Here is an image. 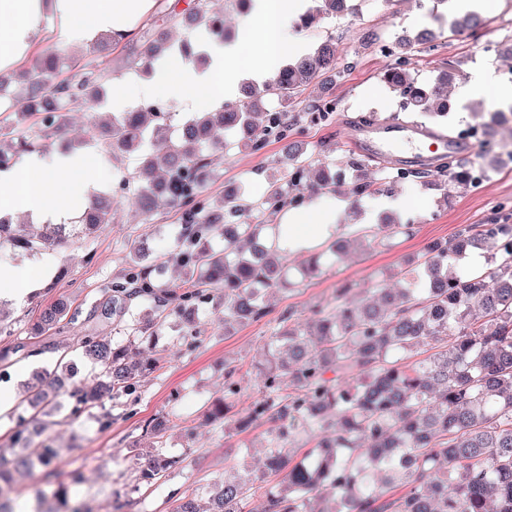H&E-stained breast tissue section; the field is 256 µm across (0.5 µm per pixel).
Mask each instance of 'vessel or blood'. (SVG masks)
Wrapping results in <instances>:
<instances>
[{"label":"vessel or blood","mask_w":512,"mask_h":512,"mask_svg":"<svg viewBox=\"0 0 512 512\" xmlns=\"http://www.w3.org/2000/svg\"><path fill=\"white\" fill-rule=\"evenodd\" d=\"M349 140L355 144L368 146L373 151L385 153L403 143L442 155L458 150L456 140L448 136L418 124L394 120H382L368 125L364 129L351 132Z\"/></svg>","instance_id":"b4317fda"}]
</instances>
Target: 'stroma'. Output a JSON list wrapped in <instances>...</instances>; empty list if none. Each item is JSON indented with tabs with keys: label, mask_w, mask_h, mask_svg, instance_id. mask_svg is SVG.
Segmentation results:
<instances>
[{
	"label": "stroma",
	"mask_w": 512,
	"mask_h": 512,
	"mask_svg": "<svg viewBox=\"0 0 512 512\" xmlns=\"http://www.w3.org/2000/svg\"><path fill=\"white\" fill-rule=\"evenodd\" d=\"M347 11L326 17L317 27L301 33L299 41L305 52H313L323 40L333 39L344 55L340 74L332 92L336 99L333 120L317 126L299 125L300 138L309 150L345 167L349 153L365 162L371 180L389 182L391 194L400 199L397 220L416 227L414 236L399 237L383 244H360L348 255L333 258L317 278L292 290L279 291L269 299L272 313L260 321L225 327L214 304H207L203 318L191 326L187 340L170 334L158 338L156 358L160 370L148 375L141 387V398L133 412L104 401L112 412L109 428H100L92 413H83L77 422L48 429L47 434L62 449L48 467L40 469L41 483L70 486L74 497L85 500L92 512H170L175 498L201 493L207 483L223 478L226 471L239 465L253 476V489L245 512H261L264 493L277 485L278 475L263 466L267 440L266 427L244 431L225 429L223 424L204 423L207 407L224 395V365L239 367L241 405H248L262 387L257 367L262 352L275 326V317L291 309L307 314L317 306L335 303L336 290L352 283L372 288L383 279L394 277L405 260L420 255L427 243L448 240L465 224H512V161L487 169L482 182L467 186L441 180L424 183L420 171L436 169L440 157L408 159L402 153L376 156L363 148H352L347 140L351 128L361 125L364 117L396 119L408 123L422 122L421 114L401 108L397 92L385 86L381 73L392 66L393 58L381 56L380 42L396 43L403 37H414L430 22L428 7L417 0H347ZM481 12L487 26L477 38L440 35L434 46L417 45L412 49V74L422 82L433 81L441 69H448L452 79L448 85L456 107L444 128L448 136L462 138L461 132L474 125V110L487 106V99L470 100L463 93L470 74L477 68H491L503 81L512 83V0H484ZM320 84L305 87L299 96L308 103L322 99ZM470 147L469 155L453 154V166L481 164V145L462 138ZM87 151L99 173L102 185L113 199V216L95 236H87L79 224L67 227L69 240L39 252H12V266H28L35 275L43 276L41 289L23 302L0 297V308L10 333L0 335V348L27 341L29 331L42 310L57 298H65L71 307L88 311L101 299L102 289L122 276L129 258L144 248L151 256L168 258L174 249V236L180 230V213L167 204H159L152 223H143L131 202L124 197L113 179L115 169L132 173L136 159L132 156L113 158L103 143L87 140ZM281 145L269 143L260 152L233 149L210 154V180L203 196L210 208H220L224 188L245 186L249 195L261 197L267 191V177L282 165ZM408 170L407 178L396 176L397 169ZM165 281L178 285L182 272L176 263L167 265ZM86 330L84 322L56 337H42L44 348L40 362H32L25 352L12 356L8 378L0 381V390L16 391L18 384L33 372L50 379L61 359L80 363L79 378L85 387H93L96 370L83 360L74 345ZM169 416L165 436L170 455L183 457L181 468L170 470L147 486L139 481V465L150 454L154 442L146 426L154 418Z\"/></svg>",
	"instance_id": "1"
}]
</instances>
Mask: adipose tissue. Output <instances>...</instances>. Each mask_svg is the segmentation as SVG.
<instances>
[{
    "mask_svg": "<svg viewBox=\"0 0 512 512\" xmlns=\"http://www.w3.org/2000/svg\"><path fill=\"white\" fill-rule=\"evenodd\" d=\"M153 7L154 0H0V70L15 67L47 36L61 48L86 46L104 34L131 37ZM305 10V0H252L239 41L206 44V67L177 52L166 55L148 76L116 82L107 107L128 112L167 99L194 112L215 111L237 96L241 81L265 79L288 53L299 51L293 29ZM99 189L88 154L33 153L0 174V218L70 224ZM337 219L336 208L320 199L285 210L276 244L284 253L308 250L335 231Z\"/></svg>",
    "mask_w": 512,
    "mask_h": 512,
    "instance_id": "adipose-tissue-1",
    "label": "adipose tissue"
}]
</instances>
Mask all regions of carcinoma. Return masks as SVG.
Segmentation results:
<instances>
[{"label":"carcinoma","instance_id":"1","mask_svg":"<svg viewBox=\"0 0 512 512\" xmlns=\"http://www.w3.org/2000/svg\"><path fill=\"white\" fill-rule=\"evenodd\" d=\"M320 2L317 11L302 17V29L340 10L344 0ZM434 19L454 35H475L485 25L475 9L451 21L445 15ZM166 22L144 37L131 64L148 67L170 50L174 25L223 29L209 0L167 13ZM339 54L336 43L323 42L272 81L246 87L242 100L194 114L176 136L156 112L92 119L91 138L105 141L114 153L137 155L135 176L119 185L143 220L151 221L160 197L181 211L173 258L185 278L178 292L155 278L162 264L142 250L133 254L123 276L107 286V297L88 312L101 322L130 317V343L86 331L78 346L99 366V383L92 391L74 385L61 400L56 399L60 383L40 387L30 398L35 415L42 416L39 423L67 406L66 418L74 420L105 396H124L128 406L135 405L137 388L153 365L132 343L155 344L171 312L199 310L187 305L190 299L208 303L222 291L224 326L255 322L269 314L270 292L298 287L322 273L324 254L315 253L302 266L300 280L290 281L285 256L269 239L271 225L256 218L336 182L335 165L315 162L305 145L292 139L297 115L288 107L312 82L336 83ZM410 66L395 63L383 72V81L400 94L406 111L445 122L451 109L448 73L424 84L411 76ZM106 79L104 69L90 61L66 64L52 53L38 55L18 73L0 72V112L21 101L32 121L28 130L0 125V169L16 154L40 146L44 137L64 140L66 113L74 106L92 111ZM271 97L278 98L281 111H266ZM304 111L327 121L336 102L307 104ZM272 140L284 143L289 170L268 176L263 198L250 200L233 185L224 190L222 208L193 205L196 191L205 186L209 149L259 152ZM346 166L356 172L355 196L383 190V184L364 178L359 158L350 156ZM79 223L90 234L112 223L111 200L94 198ZM414 232L413 225L390 219L370 229L381 241ZM64 237L63 224L24 230L0 218V248L38 252ZM471 249L491 251L488 266L463 279L453 267ZM407 279L417 287L378 288L372 300L345 283L331 308H316L305 319L291 309L280 315L264 350L262 395L237 418L242 429L262 420L277 424L265 465L283 474V482L266 492L262 512H512V224L461 226L448 241L427 246ZM76 316L58 301L42 312L31 335L60 334ZM236 375V367L225 368L224 401L212 405L208 419L235 414ZM284 375L295 385L286 395L280 388ZM298 425L327 436L296 461ZM150 431L158 445L140 470L147 484L182 463L166 455L160 425ZM10 441V447L0 448L1 484L9 483L14 471L36 462L47 466L60 455V449L33 439L22 416ZM250 484L247 474L215 482L207 487L208 508L183 498L171 512H244ZM52 497L55 507L46 512H80L67 489L56 488Z\"/></svg>","mask_w":512,"mask_h":512}]
</instances>
